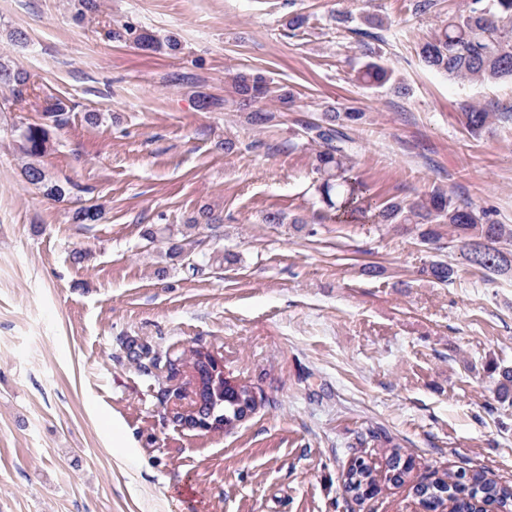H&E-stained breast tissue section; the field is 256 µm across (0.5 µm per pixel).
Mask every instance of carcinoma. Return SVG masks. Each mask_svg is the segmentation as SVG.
<instances>
[{"label": "carcinoma", "instance_id": "carcinoma-1", "mask_svg": "<svg viewBox=\"0 0 512 512\" xmlns=\"http://www.w3.org/2000/svg\"><path fill=\"white\" fill-rule=\"evenodd\" d=\"M112 38L130 40L143 50L159 51L167 47L179 49L178 41L170 37L162 43L147 31H136L130 26L112 32ZM418 56L429 70L461 81H512V0H465L464 7L448 17V23L439 28L434 37L418 45ZM357 79L369 87H384L395 83L394 71L381 59L372 57L360 68ZM30 76L23 69L0 60V86L13 88L20 94ZM239 107L247 111L248 122L258 127H271L277 122L276 112L264 108L271 92L270 82L261 73L240 72L233 79ZM66 106L58 102L42 113V122L18 128L19 150L24 159L22 171L27 180L37 172H44L41 159L50 148V130L64 125ZM357 112H327L317 122L307 123L303 132L317 145L314 166L319 174L318 192L323 204L336 212V222L346 223L355 214L371 215L374 224H446L453 229L452 240L459 243L462 257L468 264L489 273H500L509 268V260L501 244L512 242V225L497 224L487 214L469 205L460 204L446 192L435 189L417 201L391 198L381 203L360 206V184L346 177L347 160L343 148L344 134L340 127L358 120ZM495 113L482 106L472 105L463 113V122L474 136L491 124ZM44 196L62 200L69 194L67 184L44 176L38 182ZM98 219L92 206H81L72 213L75 224H91ZM196 240L174 243L168 248L169 258L182 261L193 259L196 272L215 261L212 255L195 254ZM426 272L435 280L447 283L457 275V269L442 260L432 262ZM127 357L144 375L152 377L163 366L174 368L181 361L167 352H159L132 339L125 343ZM188 364L201 373L202 391L195 410L189 417L176 413L179 423L201 416L224 417V431L233 429L245 411H255L264 399H255L252 387L231 381L214 380V374L202 360L201 350L191 351ZM497 394L503 401L512 398V368L498 372ZM385 468L378 470L366 458L362 464L351 465L348 475L358 478L351 490L359 496L378 495L385 485L402 486L411 474V467L402 466V452L398 445L384 450ZM418 496L425 498L432 510L445 508L449 512H483V506H495L498 512H512V491L486 478L480 471L465 469L445 471L428 483L416 487Z\"/></svg>", "mask_w": 512, "mask_h": 512}]
</instances>
